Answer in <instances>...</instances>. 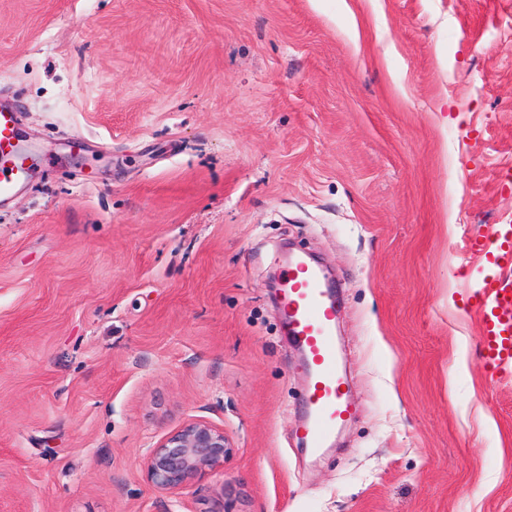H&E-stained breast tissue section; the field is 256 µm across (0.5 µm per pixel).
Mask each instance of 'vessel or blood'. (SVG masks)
<instances>
[{"mask_svg": "<svg viewBox=\"0 0 512 512\" xmlns=\"http://www.w3.org/2000/svg\"><path fill=\"white\" fill-rule=\"evenodd\" d=\"M15 124V106L0 102L1 150L12 147ZM22 176L21 165L0 167V201L14 196ZM470 248L495 267H511L512 225H501L490 239L472 242ZM474 297L483 362L494 374L511 377L512 284L487 276ZM281 303L289 332L305 354L309 373L301 440L316 452L326 446L337 425L352 413L336 358V305L319 272L302 258L288 263Z\"/></svg>", "mask_w": 512, "mask_h": 512, "instance_id": "b4317fda", "label": "vessel or blood"}]
</instances>
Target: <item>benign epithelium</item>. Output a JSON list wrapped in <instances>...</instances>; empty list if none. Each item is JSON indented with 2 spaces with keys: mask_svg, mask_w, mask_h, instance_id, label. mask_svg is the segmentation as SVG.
<instances>
[{
  "mask_svg": "<svg viewBox=\"0 0 512 512\" xmlns=\"http://www.w3.org/2000/svg\"><path fill=\"white\" fill-rule=\"evenodd\" d=\"M233 444L224 428L190 419L146 448L143 467L157 491L173 493L224 466Z\"/></svg>",
  "mask_w": 512,
  "mask_h": 512,
  "instance_id": "obj_1",
  "label": "benign epithelium"
}]
</instances>
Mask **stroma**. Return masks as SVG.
<instances>
[{
  "label": "stroma",
  "instance_id": "obj_1",
  "mask_svg": "<svg viewBox=\"0 0 512 512\" xmlns=\"http://www.w3.org/2000/svg\"><path fill=\"white\" fill-rule=\"evenodd\" d=\"M0 512H512L463 239L512 224V0H0ZM314 256L351 417L299 441ZM235 451L175 494L142 450ZM16 108L12 104L0 102V149L3 157H8L11 151L5 148L13 147L15 139ZM6 162L0 168V201L14 196L17 185L23 176V169L18 161H15L12 166H6ZM233 450L223 427L190 419L146 448V479L155 490L173 493L223 467Z\"/></svg>",
  "mask_w": 512,
  "mask_h": 512
}]
</instances>
